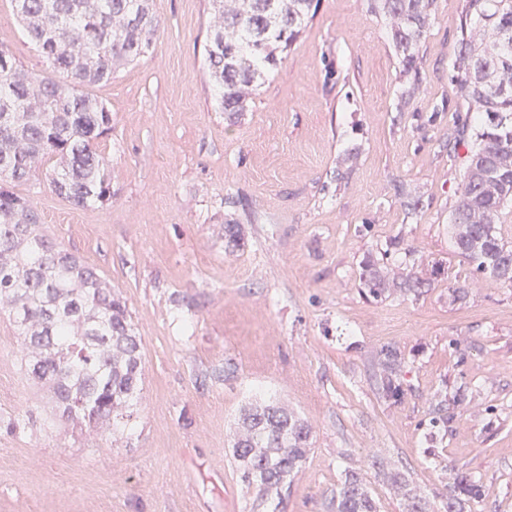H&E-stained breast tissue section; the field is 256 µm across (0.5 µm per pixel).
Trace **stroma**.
Returning a JSON list of instances; mask_svg holds the SVG:
<instances>
[{"label":"stroma","mask_w":512,"mask_h":512,"mask_svg":"<svg viewBox=\"0 0 512 512\" xmlns=\"http://www.w3.org/2000/svg\"><path fill=\"white\" fill-rule=\"evenodd\" d=\"M463 0H436L420 48L423 94L400 105L401 63L370 0H320L288 57L230 116L213 97L209 0H152L146 57L95 88L112 112L99 148L112 198L84 208L43 176L23 193L46 233L121 292L142 337L138 425L115 448L54 419L0 312V512H255L229 451L253 399L286 401L313 448L285 512H330L345 469L377 512H403L373 458L441 502L475 482L465 512H512V285L478 277L448 217L475 135L456 139L450 81ZM0 45L46 64L11 0ZM240 225L227 250L224 227ZM435 270L421 294L359 288L366 258ZM466 297H453L455 288ZM405 359V394L379 400L382 347ZM447 423L431 426L436 405ZM461 496L477 499L479 498V490L466 477L456 476L453 478V482L448 485V501H446L443 511L461 512L460 504L463 500Z\"/></svg>","instance_id":"1"}]
</instances>
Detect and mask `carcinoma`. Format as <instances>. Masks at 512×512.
<instances>
[{
	"mask_svg": "<svg viewBox=\"0 0 512 512\" xmlns=\"http://www.w3.org/2000/svg\"><path fill=\"white\" fill-rule=\"evenodd\" d=\"M205 45L208 74L225 112H242L254 88L283 61L282 53L316 13L319 0H211ZM401 59L399 97L421 90L418 49L434 19L435 0H373ZM29 38L47 60L28 72L0 46V310L12 314L23 340L25 371L52 393L56 415L93 435L118 441L139 417L141 337L126 301L80 257L40 229L39 214L17 187L45 168L52 190L75 207L112 199L99 140L112 112L92 93L117 70L147 54L159 24L151 0H13ZM464 111L460 133L475 130L457 204L450 215L455 250L476 271L512 283V249L497 232L512 208V0H465L454 74ZM363 291L378 299L418 292L420 276H389L368 260ZM379 398L404 394L398 350L379 352ZM312 446V428L287 405L255 403L237 422L231 455L240 481L260 504L279 506ZM386 480L405 512H435L431 502L389 469ZM479 498L464 476L448 485L444 512ZM334 512H377L360 473L349 471L332 498Z\"/></svg>",
	"mask_w": 512,
	"mask_h": 512,
	"instance_id": "obj_1",
	"label": "carcinoma"
}]
</instances>
